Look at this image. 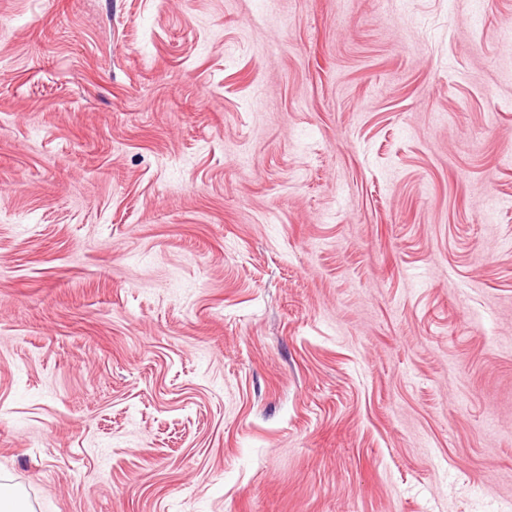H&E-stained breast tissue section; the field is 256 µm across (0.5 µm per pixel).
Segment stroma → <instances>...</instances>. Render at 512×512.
<instances>
[{
    "instance_id": "stroma-1",
    "label": "stroma",
    "mask_w": 512,
    "mask_h": 512,
    "mask_svg": "<svg viewBox=\"0 0 512 512\" xmlns=\"http://www.w3.org/2000/svg\"><path fill=\"white\" fill-rule=\"evenodd\" d=\"M0 58L29 512H512V0H0Z\"/></svg>"
}]
</instances>
